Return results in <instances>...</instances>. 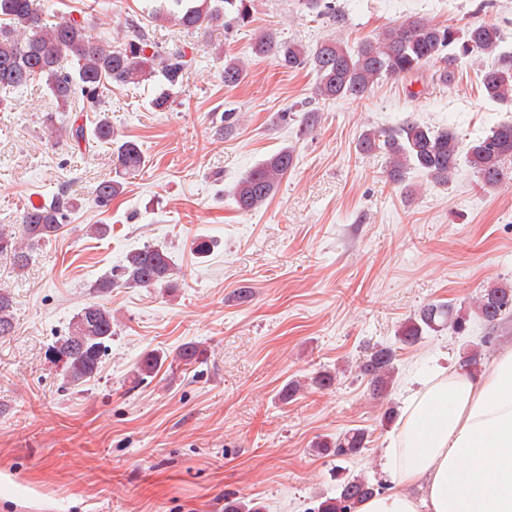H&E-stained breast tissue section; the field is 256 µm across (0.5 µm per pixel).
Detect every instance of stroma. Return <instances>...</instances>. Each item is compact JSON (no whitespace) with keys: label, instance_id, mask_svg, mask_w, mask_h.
I'll list each match as a JSON object with an SVG mask.
<instances>
[{"label":"stroma","instance_id":"stroma-1","mask_svg":"<svg viewBox=\"0 0 512 512\" xmlns=\"http://www.w3.org/2000/svg\"><path fill=\"white\" fill-rule=\"evenodd\" d=\"M336 0L350 43L395 21L429 18L448 25L489 23L512 51V0ZM143 0H53L58 22L84 16L89 36L115 40L146 25ZM253 26L186 35L172 25L152 32L161 50H180L188 66L169 111L157 112L153 82L112 85L103 107L118 138L141 146L146 165L123 176L111 149L79 150L49 135L47 118L92 125V112H66L34 83L0 112V225H19L32 197L60 191L81 206L55 239L42 243L24 273L0 255V288L14 298L16 327L0 339V512H224L228 491L264 512H307L336 493L335 472L384 481L383 450L395 429L387 409L435 370L458 364L462 337L442 331L400 349L396 383L373 396L360 366L368 347L392 345L422 306L467 305L482 285L512 282V186L483 188L467 168L445 185L418 172L386 177L383 156L357 140L373 126L415 120L483 136L512 120V102L488 100L469 66L446 78L447 62L415 77L383 81L363 98L313 102L315 76L288 73L273 58L249 62L244 80L224 84L225 54H242L255 28L313 45L331 26L299 0H252ZM322 119L296 135L302 104ZM237 112L230 134L222 114ZM290 119H283V112ZM296 165L260 211L231 200L248 169L287 145ZM120 178L124 192L105 207L96 187ZM89 224L111 234L87 237ZM213 240L196 255V238ZM167 246L182 271L177 288L90 286L144 244ZM253 298H236L241 286ZM112 309L116 332L95 379L67 382L48 360L73 315L93 301ZM188 342L206 353L191 369H161L132 386L149 349ZM343 367L333 387L309 388L289 402L293 378ZM366 429L367 449L351 459L318 456L313 442Z\"/></svg>","mask_w":512,"mask_h":512}]
</instances>
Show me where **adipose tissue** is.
I'll list each match as a JSON object with an SVG mask.
<instances>
[{
    "mask_svg": "<svg viewBox=\"0 0 512 512\" xmlns=\"http://www.w3.org/2000/svg\"><path fill=\"white\" fill-rule=\"evenodd\" d=\"M389 486L358 512H512V350L413 390L384 450Z\"/></svg>",
    "mask_w": 512,
    "mask_h": 512,
    "instance_id": "ef3b65f1",
    "label": "adipose tissue"
}]
</instances>
